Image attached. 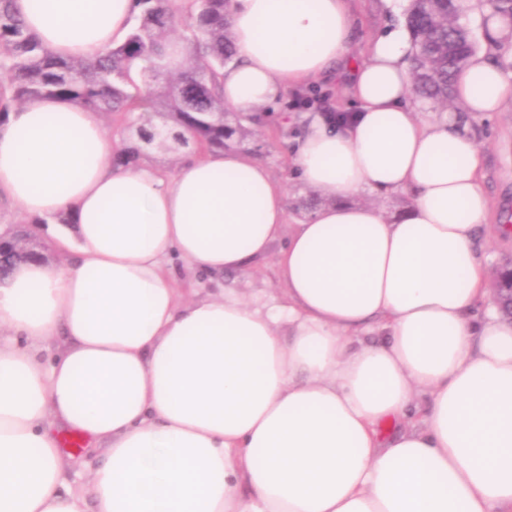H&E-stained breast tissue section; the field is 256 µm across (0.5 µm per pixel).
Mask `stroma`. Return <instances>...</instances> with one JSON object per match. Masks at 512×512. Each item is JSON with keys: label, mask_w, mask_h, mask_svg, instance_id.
Segmentation results:
<instances>
[{"label": "stroma", "mask_w": 512, "mask_h": 512, "mask_svg": "<svg viewBox=\"0 0 512 512\" xmlns=\"http://www.w3.org/2000/svg\"><path fill=\"white\" fill-rule=\"evenodd\" d=\"M408 7V0H394L393 9H385L380 0H350L355 18L353 50L364 54L370 41L382 35L391 26L401 23ZM318 99L310 107L294 105L296 95L306 94V86L289 90L285 97L260 120L241 121L243 131L236 146L248 157L258 160L270 169L275 180L283 184L291 217L303 218L306 210L320 203V196L291 179L288 168V143L301 131L306 117L319 112L355 111L349 96V82L336 75H329L318 82ZM465 130L475 135L484 156V187L493 205L491 227L482 234L483 251L488 265L512 254V237L499 236L495 228L502 223L512 225V105L489 119L468 118ZM30 224L32 233L49 249L50 262L64 266L74 255L48 232L47 225L31 224L29 216L6 198L0 197V225ZM283 240H276L265 258L246 273H227L221 277H209L189 268L182 262L173 261L168 273L184 299L216 293L224 283H235L250 299L281 296L283 285L276 273V259L283 248Z\"/></svg>", "instance_id": "obj_1"}]
</instances>
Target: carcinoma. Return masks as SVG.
I'll return each instance as SVG.
<instances>
[{
  "instance_id": "1",
  "label": "carcinoma",
  "mask_w": 512,
  "mask_h": 512,
  "mask_svg": "<svg viewBox=\"0 0 512 512\" xmlns=\"http://www.w3.org/2000/svg\"><path fill=\"white\" fill-rule=\"evenodd\" d=\"M230 0H136L140 13L127 40L93 59L61 57L28 31L15 0H0V125L11 109L46 97L65 98L99 113L132 112L144 95L152 111L164 116L167 136L157 149L174 144L208 150L224 148V67L235 58ZM512 25V0H485ZM466 0H410L406 25L412 42L408 58L414 91L433 107L444 109L452 98L456 73L476 52ZM183 28L187 64L164 62L169 36ZM139 67L140 82L131 70ZM135 137L112 158L129 163L146 155L144 138L154 129L134 119ZM31 260H45V246L27 235L16 241Z\"/></svg>"
}]
</instances>
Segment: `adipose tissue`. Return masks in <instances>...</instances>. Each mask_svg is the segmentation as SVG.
<instances>
[{
	"mask_svg": "<svg viewBox=\"0 0 512 512\" xmlns=\"http://www.w3.org/2000/svg\"><path fill=\"white\" fill-rule=\"evenodd\" d=\"M54 53L122 43L133 0H17ZM492 40L454 96L483 119L512 103ZM224 104L256 112L347 66L350 123L314 115L289 153L324 198L277 260L283 297L183 299L164 265L247 271L290 219L267 167L227 147L113 165L98 112L57 97L0 126V195L75 261L0 277V512H512V322L488 305L483 154L454 120L410 102L398 29L351 51L348 0H230ZM408 192L388 214L358 202ZM376 331L379 343H358ZM57 341L39 356L31 341ZM102 454L87 485L59 446Z\"/></svg>",
	"mask_w": 512,
	"mask_h": 512,
	"instance_id": "obj_1",
	"label": "adipose tissue"
}]
</instances>
